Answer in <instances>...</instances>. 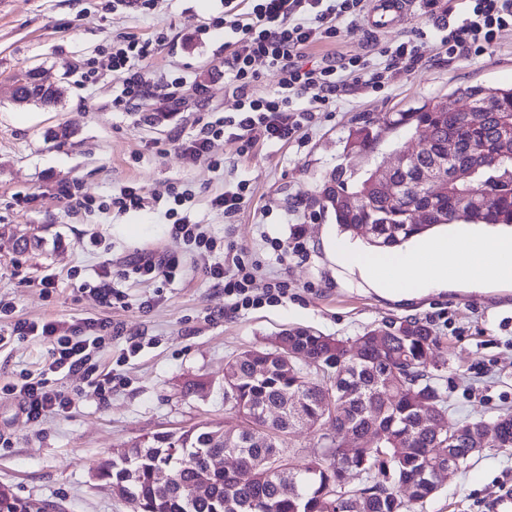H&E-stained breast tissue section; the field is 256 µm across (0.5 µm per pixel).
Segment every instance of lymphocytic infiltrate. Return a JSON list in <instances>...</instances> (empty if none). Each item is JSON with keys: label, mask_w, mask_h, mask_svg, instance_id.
<instances>
[{"label": "lymphocytic infiltrate", "mask_w": 512, "mask_h": 512, "mask_svg": "<svg viewBox=\"0 0 512 512\" xmlns=\"http://www.w3.org/2000/svg\"><path fill=\"white\" fill-rule=\"evenodd\" d=\"M366 7V0H253L251 11L243 13L235 0H224V13L212 24L223 27L230 36L224 44V77L237 99V108L230 116L211 111L209 121L184 143V152L198 160L209 159L215 142L229 127L237 130L239 140L247 146L261 138H292L311 121L314 112L330 111L346 87L357 85L380 92L387 88L392 74L414 71L428 46L423 32L387 44L373 57L327 55L321 64L304 67L301 58L305 49L339 41L340 20L357 16ZM511 30L512 0H465L463 12L438 27L437 33L441 44L448 47L449 58L454 59L486 54L504 32ZM166 40L161 32L152 40L130 35L113 42L111 68L126 74L112 100L116 110L131 111L138 101L149 98L176 103L188 87L198 98H205V86L189 85L182 75L170 72L153 77L144 71L143 61ZM258 59L265 60L279 75L276 90L267 95L255 89L258 74L252 64ZM303 98L308 101L304 108L299 105ZM171 232L188 246L194 267L223 285L233 308L275 300L270 288L255 294L253 274L242 257L232 256L227 263L216 260V245L201 225L182 216L173 222ZM13 330L16 335L35 336L49 343V371L83 373L99 394L111 392L112 376L95 371V359L112 332L110 321L92 317L42 323L20 320ZM11 390L31 422L66 411L73 404L71 396L44 379L25 378Z\"/></svg>", "instance_id": "lymphocytic-infiltrate-1"}]
</instances>
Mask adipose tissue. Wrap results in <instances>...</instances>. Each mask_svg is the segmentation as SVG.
Instances as JSON below:
<instances>
[{"label":"adipose tissue","instance_id":"adipose-tissue-1","mask_svg":"<svg viewBox=\"0 0 512 512\" xmlns=\"http://www.w3.org/2000/svg\"><path fill=\"white\" fill-rule=\"evenodd\" d=\"M339 255L392 296L442 290L459 280L477 287L492 279L512 281V234H435L385 253L343 248Z\"/></svg>","mask_w":512,"mask_h":512}]
</instances>
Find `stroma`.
Here are the masks:
<instances>
[{"instance_id":"1","label":"stroma","mask_w":512,"mask_h":512,"mask_svg":"<svg viewBox=\"0 0 512 512\" xmlns=\"http://www.w3.org/2000/svg\"><path fill=\"white\" fill-rule=\"evenodd\" d=\"M222 11L220 0H156L149 11L116 9L112 0H0V299L13 306L0 316V436L11 441L0 447V484L19 497L53 504L56 512H135L93 479V469L111 459L113 449L154 433L205 422L234 427L236 416L224 403L226 362L293 326L350 341L392 319L428 322L440 338L431 360L439 367L449 418L512 410V283L476 288L459 281L413 299L382 295L325 253L324 239L338 230L319 202L334 171L344 168L361 178L412 147L413 129L389 126L399 113L459 88L511 86L512 32L475 59H449L444 47L431 44L412 74L391 75L380 93L346 89L332 111L315 112L295 138L246 150L227 134L205 162L185 154L182 144L207 120V106L189 92L179 111L169 114L150 101L134 112L115 111L112 99L125 75L109 70L108 59L119 36L148 39L167 32V44L144 62L145 71L173 70L188 83L205 85L208 106L231 115L236 99L224 81V32L211 26ZM435 20L425 0H415L408 19L385 34L354 17L335 51L370 55L432 31ZM90 61L99 70L92 84L80 78ZM27 68L60 88L57 105L14 102L13 76ZM364 125L379 139L373 152L358 156L352 134ZM72 180L80 188L77 201L69 202L56 188ZM240 183L248 188L246 202L225 216L211 200ZM131 184L151 195L146 210L113 207V195ZM172 186L191 193L186 209L192 222L218 244L232 245L245 262L258 263L256 288L283 280L286 296L234 310L223 287L187 265L171 280L121 277L123 265L144 250L186 264L188 247L170 232ZM126 224L142 226L137 240L124 235ZM35 226L43 229V247L17 252L16 237ZM296 227L303 231V251L272 248V240H287ZM104 266L117 293L107 305L90 290ZM48 275L50 288L41 284ZM84 317L121 330L100 352V370L115 377L104 398L82 374L49 372L46 341L13 333L20 320ZM134 335L143 345L132 354L126 339ZM24 374L68 392L73 407L38 424L28 421L6 390ZM196 382L201 390H193ZM506 485H512V449H488L449 475L423 512H487L492 495Z\"/></svg>"}]
</instances>
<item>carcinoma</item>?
<instances>
[{"label":"carcinoma","mask_w":512,"mask_h":512,"mask_svg":"<svg viewBox=\"0 0 512 512\" xmlns=\"http://www.w3.org/2000/svg\"><path fill=\"white\" fill-rule=\"evenodd\" d=\"M461 94L490 110L461 114L450 123L430 99L413 112L403 113L393 126L415 124L423 137L440 142L461 133L473 149L494 153L500 146L498 127L512 120V86L475 85ZM61 91H47L37 81L16 90L14 101L51 106ZM377 136L368 128L357 131L356 153L371 151ZM368 197L369 207L354 210L347 196ZM432 193L427 183L407 187L390 199L369 175L354 190L336 172L324 183L320 203L333 212L340 233L362 236L368 247H397L414 235L464 220L469 224L512 226V155L479 170L470 184L448 183V195L433 196L427 217L415 219L419 194ZM470 194L469 208L458 211L457 199ZM301 357L285 364L278 349H246L226 365L224 403L239 415L234 441L212 424H199L178 433H159L132 444L120 458L98 469L103 484L124 485L141 502V512H351L344 496L368 491L362 512H416L438 493L431 473L439 464L433 449L448 436L447 448L465 466L470 448H512V414L489 420H448L441 435L423 425L424 408L447 412L440 387L429 368V354L440 338L419 320L391 321L356 338L359 351L351 354L345 342L310 329L284 330ZM389 337L381 347L376 337ZM390 394L394 407L374 415L369 407L379 394ZM335 409L333 429L320 436L321 451L290 472L287 458L292 439L302 431H318L328 405ZM235 454L237 471L212 470L211 457ZM159 466L170 468L174 483L162 488L153 479ZM205 474L211 495L199 498L191 487ZM356 475L362 483L351 486Z\"/></svg>","instance_id":"carcinoma-1"}]
</instances>
